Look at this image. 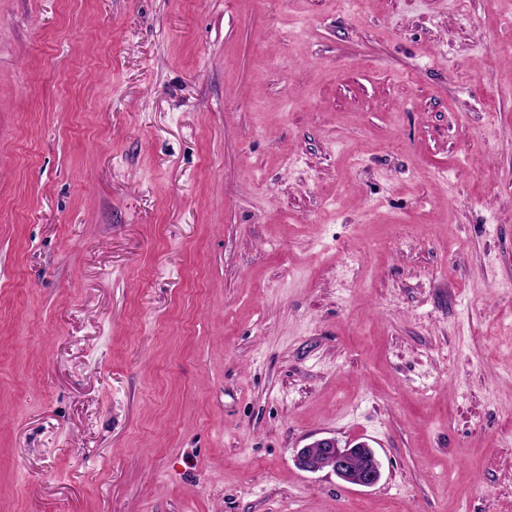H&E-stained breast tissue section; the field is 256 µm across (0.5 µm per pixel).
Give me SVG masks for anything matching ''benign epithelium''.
I'll use <instances>...</instances> for the list:
<instances>
[{
    "instance_id": "obj_1",
    "label": "benign epithelium",
    "mask_w": 512,
    "mask_h": 512,
    "mask_svg": "<svg viewBox=\"0 0 512 512\" xmlns=\"http://www.w3.org/2000/svg\"><path fill=\"white\" fill-rule=\"evenodd\" d=\"M295 462L310 473L328 468L342 482L358 488H371L382 476L381 463L368 444L358 443L350 449L334 437L318 438L298 449Z\"/></svg>"
}]
</instances>
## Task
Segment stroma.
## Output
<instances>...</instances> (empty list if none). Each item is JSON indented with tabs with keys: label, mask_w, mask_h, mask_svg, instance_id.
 <instances>
[{
	"label": "stroma",
	"mask_w": 512,
	"mask_h": 512,
	"mask_svg": "<svg viewBox=\"0 0 512 512\" xmlns=\"http://www.w3.org/2000/svg\"><path fill=\"white\" fill-rule=\"evenodd\" d=\"M507 44L512 0H0V512H512ZM357 458L361 459L359 463L355 461ZM295 462L301 470L310 473L329 468L346 485L358 488L374 487L382 476L381 463L368 444L341 447L333 437L318 438L299 448Z\"/></svg>",
	"instance_id": "1"
}]
</instances>
